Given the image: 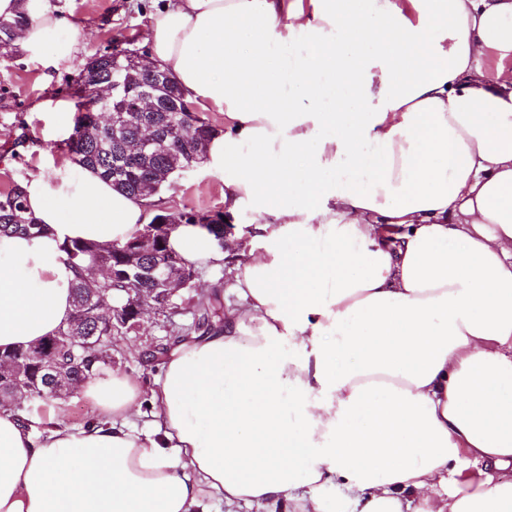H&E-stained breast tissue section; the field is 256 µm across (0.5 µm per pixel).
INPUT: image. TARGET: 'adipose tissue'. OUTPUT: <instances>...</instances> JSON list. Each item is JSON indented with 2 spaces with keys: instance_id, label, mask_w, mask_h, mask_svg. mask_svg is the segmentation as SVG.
Instances as JSON below:
<instances>
[{
  "instance_id": "ef3b65f1",
  "label": "adipose tissue",
  "mask_w": 512,
  "mask_h": 512,
  "mask_svg": "<svg viewBox=\"0 0 512 512\" xmlns=\"http://www.w3.org/2000/svg\"><path fill=\"white\" fill-rule=\"evenodd\" d=\"M22 7L43 55L66 20L50 0L0 17ZM150 20L148 64L224 114L204 167L254 227L237 302L151 393L118 369L82 383L91 425L0 412V512H512V80L488 66L512 56V0H162ZM22 187L48 231L0 234L2 351L68 321L64 241L123 242L153 214L67 163ZM169 246L225 259L194 224Z\"/></svg>"
}]
</instances>
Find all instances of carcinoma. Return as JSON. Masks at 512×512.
Instances as JSON below:
<instances>
[{
    "instance_id": "cac0c4a2",
    "label": "carcinoma",
    "mask_w": 512,
    "mask_h": 512,
    "mask_svg": "<svg viewBox=\"0 0 512 512\" xmlns=\"http://www.w3.org/2000/svg\"><path fill=\"white\" fill-rule=\"evenodd\" d=\"M31 21V16L25 10L14 18L0 19V48H8L14 31ZM129 68L130 55L112 52L96 56L80 68L73 91L78 117L65 145L77 166L95 171L116 189L129 194L159 193L179 174L204 160L208 143L218 129L198 115H191L193 137L183 140L177 132L182 113L175 108L163 112L135 111L133 102L138 88H153L169 103L183 99V95L166 73L160 81L143 73L139 79H131L134 87L128 89L124 81L130 79ZM110 81L119 84L125 97V112L121 113V120L114 128L99 121L103 104L97 101L95 95L99 84ZM223 217L222 213L211 216L193 211L175 215L164 209L157 210L154 215V219L161 224L168 221L174 224L197 223L212 235L215 243L224 237ZM43 231V225L28 212L20 184L15 183L9 190L0 192V232L39 236ZM137 240L138 237L134 236L123 243L109 246L71 240L61 245V250L76 272V281L72 287L70 318L58 329L57 335L91 336L97 343L94 348H77L74 353L61 357V360L70 363L75 391L80 389L84 380L99 376L112 366V337L128 332L127 326L112 321V314L107 312L100 315L95 312V299L105 292L113 296V306L121 308L131 303L139 288L146 294L152 293L156 287L152 270L175 254L165 237L153 253L138 258L139 274L133 278L97 280L91 276L90 271L96 266L110 269L121 263L136 246ZM194 306L195 321L191 326L177 331L179 340L193 333L204 336L224 323V301L219 294L196 288ZM27 352L26 348H18L4 353V356L19 364L27 379L24 385L19 386L11 379L0 378V411L25 413L32 403L46 407L58 400L42 373L30 364Z\"/></svg>"
}]
</instances>
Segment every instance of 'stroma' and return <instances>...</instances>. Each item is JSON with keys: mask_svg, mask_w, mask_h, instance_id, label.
I'll list each match as a JSON object with an SVG mask.
<instances>
[{"mask_svg": "<svg viewBox=\"0 0 512 512\" xmlns=\"http://www.w3.org/2000/svg\"><path fill=\"white\" fill-rule=\"evenodd\" d=\"M51 3L69 25L48 32V45L72 40L77 53L71 62L55 66L48 58H31L15 43L6 50L0 61V191L22 181L47 158L58 162L68 159L65 143L69 134L49 122L47 114L57 102H70L73 79L81 64L111 49L116 42L144 56L150 50L146 41L150 0ZM160 197L163 207L172 213L217 212L224 208V178L198 166L177 177ZM233 282L234 270L229 264L196 272V288L218 292L226 301L232 298ZM196 288L181 290L183 304L174 322L191 324ZM169 325L162 316L146 313L139 327L114 337L113 367L138 376L144 388H151L157 370L145 362L143 354L158 344H175Z\"/></svg>", "mask_w": 512, "mask_h": 512, "instance_id": "1", "label": "stroma"}]
</instances>
